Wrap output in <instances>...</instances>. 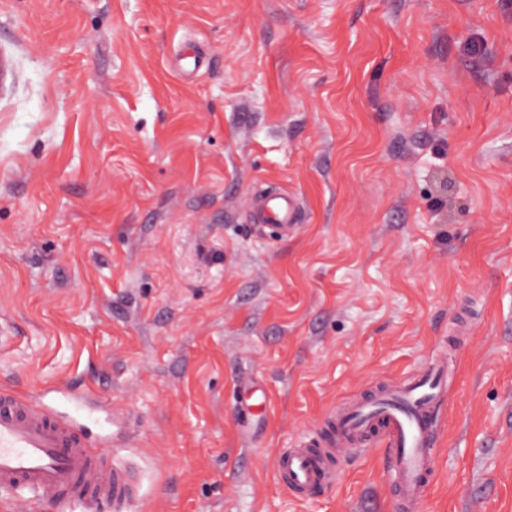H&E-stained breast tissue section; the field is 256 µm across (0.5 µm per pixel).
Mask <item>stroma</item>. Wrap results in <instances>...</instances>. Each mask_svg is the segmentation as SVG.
<instances>
[{"label": "stroma", "instance_id": "1", "mask_svg": "<svg viewBox=\"0 0 512 512\" xmlns=\"http://www.w3.org/2000/svg\"><path fill=\"white\" fill-rule=\"evenodd\" d=\"M1 324L130 512H394L276 458L441 356L424 512H512V0H0ZM255 208L260 214L263 226L271 224L288 231V226L297 218L294 199L284 194H270L257 198Z\"/></svg>", "mask_w": 512, "mask_h": 512}]
</instances>
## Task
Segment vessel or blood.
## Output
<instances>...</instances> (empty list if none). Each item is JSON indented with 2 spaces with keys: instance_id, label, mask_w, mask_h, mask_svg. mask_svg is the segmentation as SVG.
<instances>
[{
  "instance_id": "b4317fda",
  "label": "vessel or blood",
  "mask_w": 512,
  "mask_h": 512,
  "mask_svg": "<svg viewBox=\"0 0 512 512\" xmlns=\"http://www.w3.org/2000/svg\"><path fill=\"white\" fill-rule=\"evenodd\" d=\"M262 223L288 228L296 203L284 194L255 201ZM446 364L434 360L411 381L344 409L330 435L311 446L282 450L276 471L292 494L314 492L331 475L337 449L372 431L386 441L387 466L395 487L396 512H420L429 484L435 446L427 413L444 389ZM51 497L56 512L78 503L110 502L127 512L137 497L130 471L113 456L91 448L83 429L55 417L43 404L0 394V491Z\"/></svg>"
}]
</instances>
